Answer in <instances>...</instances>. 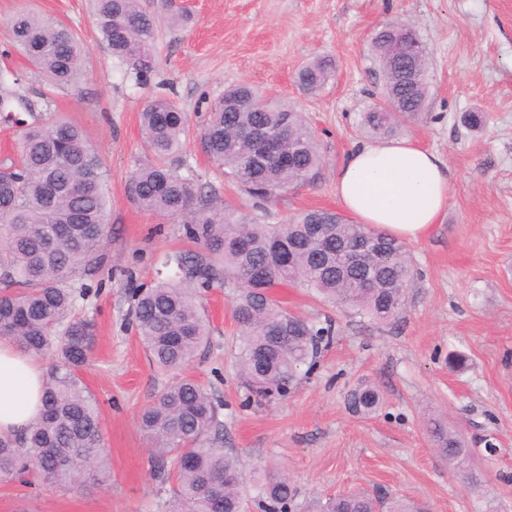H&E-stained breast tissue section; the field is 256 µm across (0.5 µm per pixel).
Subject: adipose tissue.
Listing matches in <instances>:
<instances>
[{"label":"adipose tissue","instance_id":"adipose-tissue-1","mask_svg":"<svg viewBox=\"0 0 512 512\" xmlns=\"http://www.w3.org/2000/svg\"><path fill=\"white\" fill-rule=\"evenodd\" d=\"M449 171L433 151L406 139L350 152L336 198L359 223L406 241L424 238L448 206ZM44 363L0 339V436L24 433L41 413Z\"/></svg>","mask_w":512,"mask_h":512}]
</instances>
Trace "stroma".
Returning <instances> with one entry per match:
<instances>
[{
    "instance_id": "stroma-1",
    "label": "stroma",
    "mask_w": 512,
    "mask_h": 512,
    "mask_svg": "<svg viewBox=\"0 0 512 512\" xmlns=\"http://www.w3.org/2000/svg\"><path fill=\"white\" fill-rule=\"evenodd\" d=\"M23 8L69 26L85 49L83 73L48 86L14 48L12 17ZM188 28L159 25L155 68L136 84L100 43L89 0H0V68L14 71L26 106L0 112V164L18 162L19 124L65 120L84 128L100 152L110 200L101 263L77 273L78 315L94 319L97 344L82 370L101 414L111 477L105 486L64 490L35 476L0 478V512H166L169 495L149 466L142 409L174 377L149 360L130 320L135 285L155 278L166 253L192 248L183 225L137 208L130 172L147 155L140 113L154 97L175 102L200 128L225 88L246 84L292 103L312 127L322 156L313 184L258 209L225 182L196 137L179 155L181 173L201 175L217 202L266 224L305 211L339 210L336 173L347 154L373 144L361 127L382 75L371 40L397 21L426 44L428 116L401 125L449 166L448 207L429 235L408 243L417 272L402 310L378 323L323 304L287 286L274 297L339 330L314 369L287 398L257 403L237 376L233 287L200 291L211 334L187 373L221 403L224 449L250 480L284 471L297 489L295 512L313 500L364 490L403 496L429 512H512V0H194ZM336 63L319 92H303L297 69L317 56ZM488 120L473 133L463 113ZM467 365L448 366L451 352ZM375 385L382 404L352 413L348 391ZM457 430L485 485L466 489L435 451L427 417Z\"/></svg>"
}]
</instances>
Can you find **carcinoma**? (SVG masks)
<instances>
[{
  "label": "carcinoma",
  "instance_id": "1",
  "mask_svg": "<svg viewBox=\"0 0 512 512\" xmlns=\"http://www.w3.org/2000/svg\"><path fill=\"white\" fill-rule=\"evenodd\" d=\"M166 23L182 27L191 14L163 0ZM96 29L103 46L145 84L154 68L158 24L139 0H94ZM11 26L16 48L56 85H71L81 74L84 49L63 23L28 10ZM405 28L388 23L373 51L384 76V105L365 113L362 126L389 137L395 122L425 117L428 52L424 44L401 51ZM414 57L421 80L410 84L406 57ZM331 60L316 58L297 72L308 92L333 76ZM250 85H237L210 104L198 137L224 175L267 203L287 189L312 183L322 160L315 136L288 103L268 100ZM144 151L151 160L131 172L127 192L141 210L183 222L185 236L205 252L174 255L176 279L157 277L134 294L133 320L149 359L165 372L183 371L210 336V320L197 301L201 288L232 280L241 288L233 307L241 340L236 362L244 386L269 401L286 397L316 366L337 329L288 311L271 297L283 285L304 288L336 308L373 321L396 315L414 282L405 243L335 213L312 210L284 224H263L218 207L201 179L181 174L170 158L184 146L189 116L169 99L155 97L141 112ZM280 137L287 161L263 162L251 155L252 133ZM20 160L0 169V337L54 361L46 375L43 412L27 436L0 437V477L32 473L64 490L107 479L108 456L99 409L81 377L95 346V325L74 311L75 291L66 280L101 261L107 238L104 213L106 170L85 131L69 122L26 125L18 137ZM375 248L358 266L343 254L359 238ZM348 404L368 418L381 394L371 383L350 391ZM140 427L152 440L151 472L167 487L171 512H247L246 477L235 456L211 438L220 427L218 405L208 391L181 377L151 401ZM429 434L441 456L462 475L470 491L482 487L468 449L438 423ZM264 512H289L295 496L284 476L259 484ZM422 512L426 506L355 492L317 505L314 512Z\"/></svg>",
  "mask_w": 512,
  "mask_h": 512
}]
</instances>
